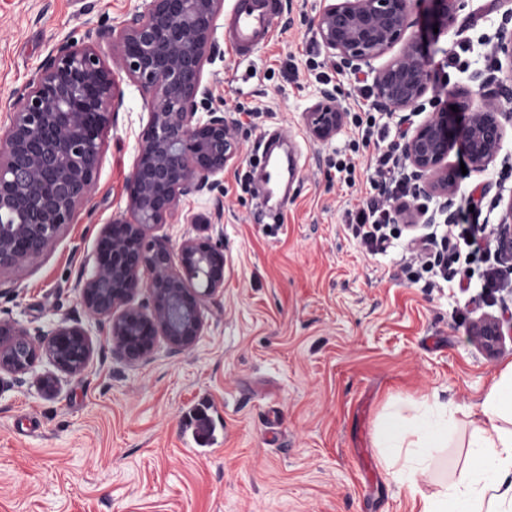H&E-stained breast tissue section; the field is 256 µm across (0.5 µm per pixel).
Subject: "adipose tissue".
Listing matches in <instances>:
<instances>
[{
	"label": "adipose tissue",
	"instance_id": "obj_1",
	"mask_svg": "<svg viewBox=\"0 0 512 512\" xmlns=\"http://www.w3.org/2000/svg\"><path fill=\"white\" fill-rule=\"evenodd\" d=\"M480 412L469 459L439 491L422 497L419 512H512V363L489 387ZM445 413L441 405L430 406L411 435L392 418L382 429V460L410 492H417L433 451L448 445Z\"/></svg>",
	"mask_w": 512,
	"mask_h": 512
}]
</instances>
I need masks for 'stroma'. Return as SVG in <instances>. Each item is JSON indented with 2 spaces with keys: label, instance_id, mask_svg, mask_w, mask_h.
<instances>
[{
  "label": "stroma",
  "instance_id": "stroma-1",
  "mask_svg": "<svg viewBox=\"0 0 512 512\" xmlns=\"http://www.w3.org/2000/svg\"><path fill=\"white\" fill-rule=\"evenodd\" d=\"M142 0H0V132L14 92L56 42L95 47L105 63L120 52L110 31ZM234 0H224L214 38L224 55L204 82L224 97L237 124L239 152L224 169V211L208 197L182 202L160 229L172 246L207 233L224 237V292L207 300V322L187 354L129 364L105 332H94L93 360L79 376L60 375L45 397L34 380L0 382V512H417L405 484L381 461L377 438L386 415L414 425L424 404L447 405V448L419 479L426 493L467 459L471 413L512 363V340L487 357L471 339L485 314L512 320L507 290L487 298L486 256L461 255L467 290L412 266L415 240L445 234L417 224L367 252L346 223L349 211L378 197L369 165L380 150L352 123L315 140L305 112L317 89L335 88L345 110H362L367 83L336 68L316 35L321 0H275L274 36L238 54L224 41ZM466 32L432 46L433 92L425 109L448 107V88L482 69L512 91L492 45L502 21L494 0H463ZM124 107L103 135L91 196L74 223L25 270L0 268V317L32 328L82 317L79 278L101 228L126 214L125 180L148 109L122 80ZM255 112L241 122L240 110ZM276 130L297 148L287 200L261 205L244 187L251 149ZM351 156L353 183L330 161ZM482 197L472 214L468 196ZM512 200V126L488 170L457 175L451 210L458 223L499 224ZM218 215L211 226L185 213ZM209 402L224 413V445L207 456L182 443V417Z\"/></svg>",
  "mask_w": 512,
  "mask_h": 512
}]
</instances>
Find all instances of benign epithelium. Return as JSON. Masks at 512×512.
Segmentation results:
<instances>
[{"label": "benign epithelium", "mask_w": 512, "mask_h": 512, "mask_svg": "<svg viewBox=\"0 0 512 512\" xmlns=\"http://www.w3.org/2000/svg\"><path fill=\"white\" fill-rule=\"evenodd\" d=\"M316 35L327 56L349 72L371 79L372 107L383 114L424 110L433 89L430 45L459 20L460 0H322ZM428 3L427 26L438 28L406 37L419 24L415 6ZM224 0H143L112 37L120 44L117 68L105 65L90 45L68 38L54 45L28 81L14 92L9 124L0 135V267L38 260L46 245L73 222L76 206L88 198L112 115L124 106L117 72H123L149 108L138 153L126 179L127 215L108 222L87 259L80 302L89 323L107 322L112 346L137 364L164 347L171 354L192 350L202 336L207 299L224 291V241L188 237L178 261L167 237L155 234L188 196H209L216 212L224 206L219 175L236 154V130L224 118V98L203 83L206 64L220 55L215 20ZM402 47L396 54L391 50ZM495 54L512 70V34L497 33ZM390 58L377 67L374 62ZM469 80L472 92L448 89L457 111L432 112L397 146L409 178L434 201L429 209L396 205L405 224H450L455 170L448 157L459 147L469 165L482 172L495 161L512 123V94L490 89L494 77L480 70ZM344 109L334 92L319 91L307 112L314 139L326 142L342 129ZM501 261L512 271V199L496 231ZM150 305L136 303L141 289ZM512 339V325L484 315L472 326V340L496 355ZM59 372L82 374L93 358L89 327L82 321L30 329L0 318V373L16 382L42 360Z\"/></svg>", "instance_id": "7a95c632"}]
</instances>
